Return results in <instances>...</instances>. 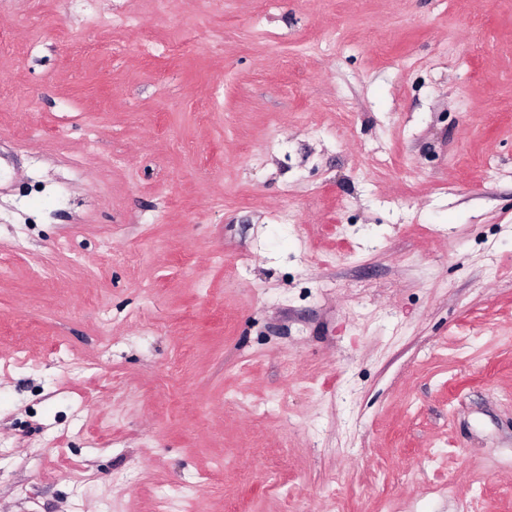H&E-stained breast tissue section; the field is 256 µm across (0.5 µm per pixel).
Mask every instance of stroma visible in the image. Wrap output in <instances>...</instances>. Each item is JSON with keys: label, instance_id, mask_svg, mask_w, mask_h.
<instances>
[{"label": "stroma", "instance_id": "stroma-1", "mask_svg": "<svg viewBox=\"0 0 512 512\" xmlns=\"http://www.w3.org/2000/svg\"><path fill=\"white\" fill-rule=\"evenodd\" d=\"M0 41V512H512V0Z\"/></svg>", "mask_w": 512, "mask_h": 512}]
</instances>
